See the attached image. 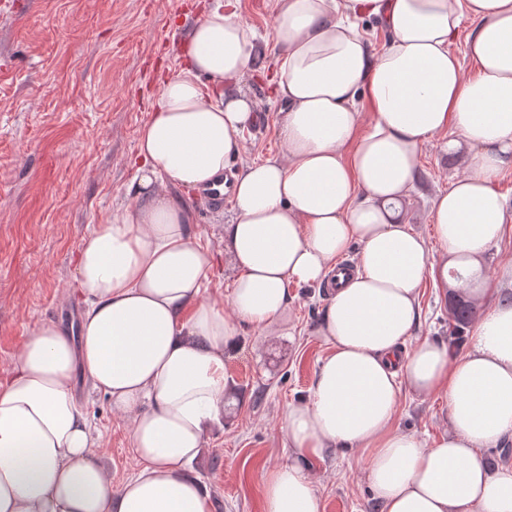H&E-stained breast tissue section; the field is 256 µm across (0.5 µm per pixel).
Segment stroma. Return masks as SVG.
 <instances>
[{"mask_svg": "<svg viewBox=\"0 0 512 512\" xmlns=\"http://www.w3.org/2000/svg\"><path fill=\"white\" fill-rule=\"evenodd\" d=\"M0 0V377L42 326L77 324L83 307L73 288L75 259L96 224L133 207L128 164L163 80L183 67L186 15L210 0ZM259 50L244 83L257 118L243 133L241 163L282 154L276 135L281 105L269 78L273 15L265 0H242ZM446 136L423 147L418 178L399 220L433 239L432 197L463 169ZM194 213V233L223 253L231 209L208 210L198 193L175 189ZM446 291L423 284L416 340L448 347ZM328 303L324 285L290 288L289 314L273 333L241 328L225 358L224 417L189 473L209 493L212 512H263L264 478L291 459L285 416L312 387L329 346L317 334ZM86 400L95 457L113 483L135 473L129 424L104 394L77 381ZM395 424L434 440L446 428L443 394L400 393ZM365 449L333 451L309 473L323 512H379L364 473Z\"/></svg>", "mask_w": 512, "mask_h": 512, "instance_id": "35a3bbf8", "label": "stroma"}]
</instances>
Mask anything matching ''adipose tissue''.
Segmentation results:
<instances>
[{
  "label": "adipose tissue",
  "instance_id": "ef3b65f1",
  "mask_svg": "<svg viewBox=\"0 0 512 512\" xmlns=\"http://www.w3.org/2000/svg\"><path fill=\"white\" fill-rule=\"evenodd\" d=\"M272 10L284 153L234 176L229 300L208 296L219 256L166 190L222 178L255 119L241 84L257 32L241 0H213L139 131L134 207L79 250L78 334L41 327L0 378V512H211L185 467L224 408L227 352L240 327L279 323L290 285L330 279L319 331L331 350L307 400L288 408L296 457L267 474L263 512H322L307 462L354 449L370 452L381 512H512V472L481 456L512 437V301L485 304L460 357L412 340L422 284L447 286L453 268L460 294L478 296L471 276L512 223L496 188L512 171V0H272ZM364 17L387 31L381 50ZM467 21L471 74L449 48ZM448 130L468 170L432 202L433 248L395 207L421 148ZM352 248L354 271L336 275ZM80 379L130 420L139 467L120 486L92 457ZM404 388L445 395L437 440L395 427Z\"/></svg>",
  "mask_w": 512,
  "mask_h": 512
}]
</instances>
